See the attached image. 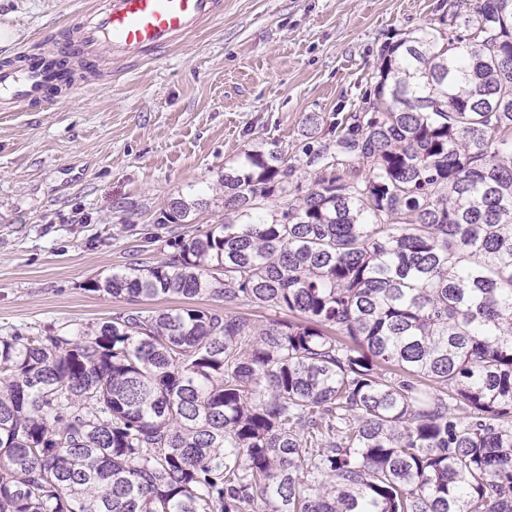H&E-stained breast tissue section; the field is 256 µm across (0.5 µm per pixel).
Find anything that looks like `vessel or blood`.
Returning <instances> with one entry per match:
<instances>
[{
  "instance_id": "vessel-or-blood-1",
  "label": "vessel or blood",
  "mask_w": 512,
  "mask_h": 512,
  "mask_svg": "<svg viewBox=\"0 0 512 512\" xmlns=\"http://www.w3.org/2000/svg\"><path fill=\"white\" fill-rule=\"evenodd\" d=\"M220 0H97L60 35L54 57L28 52L20 63L0 64V112L38 105L61 91L76 92L77 68L112 58L137 61L175 44L220 9Z\"/></svg>"
}]
</instances>
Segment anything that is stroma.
Instances as JSON below:
<instances>
[{
  "label": "stroma",
  "mask_w": 512,
  "mask_h": 512,
  "mask_svg": "<svg viewBox=\"0 0 512 512\" xmlns=\"http://www.w3.org/2000/svg\"><path fill=\"white\" fill-rule=\"evenodd\" d=\"M90 0H0V63L53 56ZM441 0H222L155 58L84 73L78 92L0 112V336L94 325L136 303L89 283L162 260L163 241L224 220L217 178L244 149L305 143L372 96L382 47L429 26ZM204 193L195 223L163 224Z\"/></svg>",
  "instance_id": "1"
}]
</instances>
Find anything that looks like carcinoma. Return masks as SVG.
<instances>
[{"label": "carcinoma", "instance_id": "1", "mask_svg": "<svg viewBox=\"0 0 512 512\" xmlns=\"http://www.w3.org/2000/svg\"><path fill=\"white\" fill-rule=\"evenodd\" d=\"M374 95L332 144L313 114L303 155L246 150L231 219L90 283L186 304L0 336V512H512V0L386 44ZM265 305L288 319L232 312Z\"/></svg>", "mask_w": 512, "mask_h": 512}]
</instances>
